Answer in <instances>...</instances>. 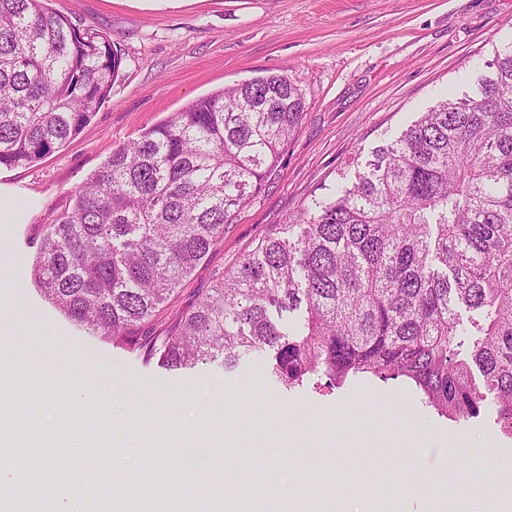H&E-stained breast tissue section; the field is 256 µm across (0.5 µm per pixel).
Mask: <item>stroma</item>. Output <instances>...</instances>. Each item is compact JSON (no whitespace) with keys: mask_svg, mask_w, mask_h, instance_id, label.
<instances>
[{"mask_svg":"<svg viewBox=\"0 0 512 512\" xmlns=\"http://www.w3.org/2000/svg\"><path fill=\"white\" fill-rule=\"evenodd\" d=\"M54 11L108 36L123 56L121 77L88 129L26 167L0 168V203H22L20 224L0 223V358L42 374L45 392H18L10 438L31 448V471L60 469L47 436L76 388L89 395L72 428L103 416L112 435L69 463L90 490L111 496L105 473L138 474L175 462L208 475L267 474L286 494L283 512H312L309 484L330 475L332 512H457L427 488L441 465L480 500L512 512V439L493 411L452 422L402 380L360 379L330 391H282L266 358L167 369L141 351L101 339L48 302L7 261L32 266L50 212L113 149L224 86L283 73L301 89L300 128L261 191L224 228V240L187 277L145 335L161 336L257 242L293 221L339 172L398 136L443 95L470 91L493 46L512 41V0H49ZM42 435L23 433L26 410ZM481 447L470 454L468 445ZM414 484L399 492L405 454Z\"/></svg>","mask_w":512,"mask_h":512,"instance_id":"obj_1","label":"stroma"}]
</instances>
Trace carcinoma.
Here are the masks:
<instances>
[{"mask_svg": "<svg viewBox=\"0 0 512 512\" xmlns=\"http://www.w3.org/2000/svg\"><path fill=\"white\" fill-rule=\"evenodd\" d=\"M112 42L46 0H0V166H30L81 134L121 75ZM476 88L444 99L340 173L265 236L160 344L140 335L224 240L301 125L283 74L200 98L112 151L48 215L32 275L75 324L164 366L265 355L290 391L403 378L452 421L492 408L512 438V41ZM202 477L145 470L138 512H184ZM88 512H126L125 479ZM240 479L226 495L253 498ZM30 512L46 488L26 486Z\"/></svg>", "mask_w": 512, "mask_h": 512, "instance_id": "cac0c4a2", "label": "carcinoma"}]
</instances>
